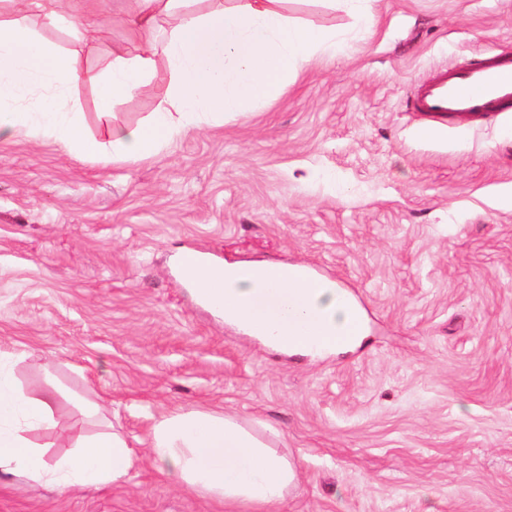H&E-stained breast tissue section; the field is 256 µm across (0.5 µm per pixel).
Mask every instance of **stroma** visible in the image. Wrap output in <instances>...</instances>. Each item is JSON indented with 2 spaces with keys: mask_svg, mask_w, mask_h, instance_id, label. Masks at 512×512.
Segmentation results:
<instances>
[{
  "mask_svg": "<svg viewBox=\"0 0 512 512\" xmlns=\"http://www.w3.org/2000/svg\"><path fill=\"white\" fill-rule=\"evenodd\" d=\"M89 43L44 35L102 68L127 48L119 0ZM372 34L348 6L290 0L336 30L269 103L191 131L158 156L80 160L49 140L0 144V352L56 397L34 442L68 453L118 432L122 480L62 493L18 476L0 512H251L187 489L148 454L159 412L254 427L299 470L277 512H512V112L411 111L436 71L512 48V0H377ZM165 75L89 133L148 119ZM303 264L364 311L355 350L290 357L224 322L177 256Z\"/></svg>",
  "mask_w": 512,
  "mask_h": 512,
  "instance_id": "stroma-1",
  "label": "stroma"
}]
</instances>
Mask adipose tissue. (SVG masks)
<instances>
[{
  "instance_id": "ef3b65f1",
  "label": "adipose tissue",
  "mask_w": 512,
  "mask_h": 512,
  "mask_svg": "<svg viewBox=\"0 0 512 512\" xmlns=\"http://www.w3.org/2000/svg\"><path fill=\"white\" fill-rule=\"evenodd\" d=\"M194 0H130L122 15L129 51L113 53L105 69L79 66L76 57L46 40L39 24L70 26L60 0H0V142L47 139L79 159L159 155L175 138L248 106L265 103L316 58L335 54L342 37L290 17L285 0H236L207 10ZM175 19L166 38L162 20ZM168 96L149 121L109 129L107 141L89 137L71 90L94 87L101 116L131 97L158 69ZM186 278L225 322L283 353L322 356L340 336H361L364 314L335 282L291 265L276 278L264 263L213 266L192 259ZM51 393L19 385L0 360V479L24 476L61 491L99 489L126 477L132 454L125 439L102 433L61 457L30 441V431L52 424ZM155 463L191 490L233 504L273 512L297 477V466L277 455L251 428L207 412L173 409L155 417L149 434Z\"/></svg>"
}]
</instances>
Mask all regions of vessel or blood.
Wrapping results in <instances>:
<instances>
[{"label": "vessel or blood", "instance_id": "obj_1", "mask_svg": "<svg viewBox=\"0 0 512 512\" xmlns=\"http://www.w3.org/2000/svg\"><path fill=\"white\" fill-rule=\"evenodd\" d=\"M411 106L440 120L512 110V53L436 72L417 88Z\"/></svg>", "mask_w": 512, "mask_h": 512}]
</instances>
